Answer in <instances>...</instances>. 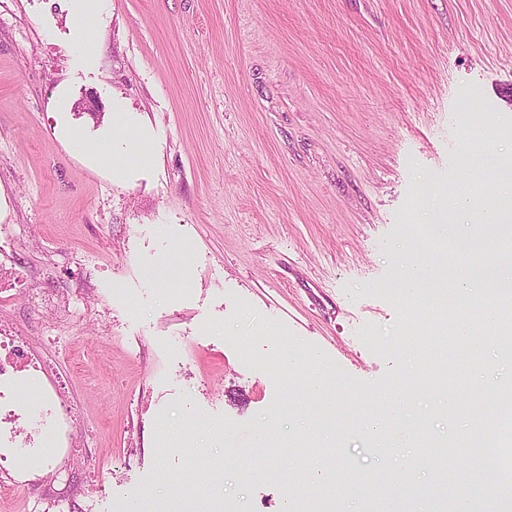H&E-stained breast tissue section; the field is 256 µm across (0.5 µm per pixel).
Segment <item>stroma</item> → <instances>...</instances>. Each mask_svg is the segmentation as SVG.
Here are the masks:
<instances>
[{
	"label": "stroma",
	"instance_id": "1",
	"mask_svg": "<svg viewBox=\"0 0 512 512\" xmlns=\"http://www.w3.org/2000/svg\"><path fill=\"white\" fill-rule=\"evenodd\" d=\"M82 37L70 0H0V263L94 290L57 356L96 472L71 512H195L199 486L216 512H365L348 475L417 451L377 452L351 404L305 389L377 392L447 336L395 269L430 252L421 203L512 208L486 165L512 141L474 135L512 122V0H103L89 64ZM131 137L150 161L113 172ZM284 334L298 367L275 375ZM505 369L488 346L480 399L452 387L449 415L410 385L404 428L468 437Z\"/></svg>",
	"mask_w": 512,
	"mask_h": 512
}]
</instances>
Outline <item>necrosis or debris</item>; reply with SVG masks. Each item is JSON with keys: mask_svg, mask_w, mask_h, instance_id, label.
Segmentation results:
<instances>
[{"mask_svg": "<svg viewBox=\"0 0 512 512\" xmlns=\"http://www.w3.org/2000/svg\"><path fill=\"white\" fill-rule=\"evenodd\" d=\"M37 410L21 411L24 397ZM81 414L67 373L18 325L0 323V476L8 489L21 488L20 473L75 464Z\"/></svg>", "mask_w": 512, "mask_h": 512, "instance_id": "4bbe7bcc", "label": "necrosis or debris"}]
</instances>
